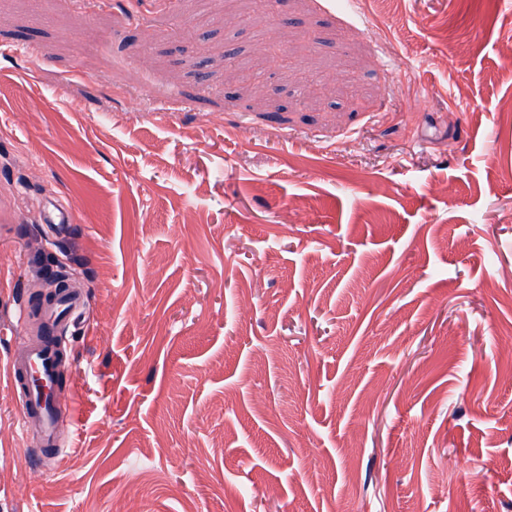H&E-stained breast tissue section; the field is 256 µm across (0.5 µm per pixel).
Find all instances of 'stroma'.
<instances>
[{"instance_id":"obj_1","label":"stroma","mask_w":512,"mask_h":512,"mask_svg":"<svg viewBox=\"0 0 512 512\" xmlns=\"http://www.w3.org/2000/svg\"><path fill=\"white\" fill-rule=\"evenodd\" d=\"M288 54L268 69L266 41ZM0 329L78 434L0 512H512V0H0ZM85 304V298L75 291H64L48 308V316L53 327L56 323L70 320L73 313Z\"/></svg>"}]
</instances>
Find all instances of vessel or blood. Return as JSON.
Segmentation results:
<instances>
[{
	"instance_id": "vessel-or-blood-1",
	"label": "vessel or blood",
	"mask_w": 512,
	"mask_h": 512,
	"mask_svg": "<svg viewBox=\"0 0 512 512\" xmlns=\"http://www.w3.org/2000/svg\"><path fill=\"white\" fill-rule=\"evenodd\" d=\"M84 303V297L78 293L70 290L63 292L48 309L51 323L71 319ZM58 355V339L50 333L36 343L23 344L8 361L10 381L23 395L22 429L26 432L38 431L49 459L54 461L61 460L67 447V429L57 420L61 402L53 395L39 396L35 386L40 383L48 388L53 387L57 380Z\"/></svg>"
}]
</instances>
